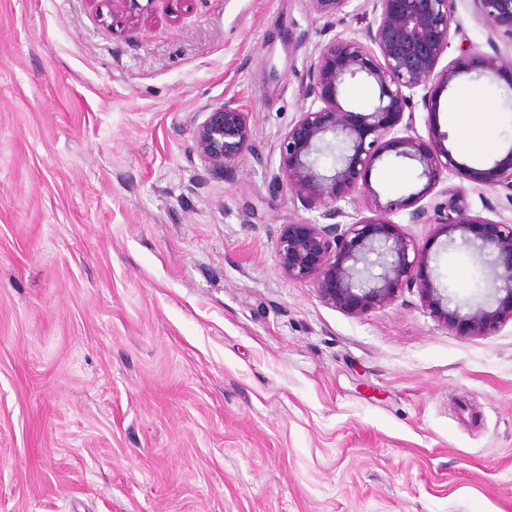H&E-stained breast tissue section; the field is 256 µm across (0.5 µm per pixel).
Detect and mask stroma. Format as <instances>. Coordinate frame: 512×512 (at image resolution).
Here are the masks:
<instances>
[{
  "instance_id": "stroma-1",
  "label": "stroma",
  "mask_w": 512,
  "mask_h": 512,
  "mask_svg": "<svg viewBox=\"0 0 512 512\" xmlns=\"http://www.w3.org/2000/svg\"><path fill=\"white\" fill-rule=\"evenodd\" d=\"M453 45L512 60L472 0ZM363 0H156L131 22L109 0H0V512H512V322L438 323L417 292L354 317L285 277L284 225L321 223L274 184L278 142L320 44L361 35ZM413 102L485 169L505 120L466 153L448 105ZM236 100L251 148L212 174L193 130ZM388 152L381 200L422 182ZM462 186L470 215L512 205ZM440 287L483 300L486 266L433 224Z\"/></svg>"
}]
</instances>
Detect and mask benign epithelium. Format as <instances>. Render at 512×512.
<instances>
[{"mask_svg":"<svg viewBox=\"0 0 512 512\" xmlns=\"http://www.w3.org/2000/svg\"><path fill=\"white\" fill-rule=\"evenodd\" d=\"M112 11L137 22L148 12L140 0H109ZM324 15L343 11L352 0H310ZM372 21L362 36L334 38L320 48L310 65L304 96L308 108L288 124L279 142V165L272 172L307 209L322 210L326 224H286L277 246L278 265L291 280L310 282L327 305L351 316L389 305L404 289L417 290L428 313L445 327H465L472 336L486 335L512 322V224L491 223L468 214L465 193L450 186L444 200L428 210L418 202L450 177L505 191L512 204V148L487 169L458 160L445 145L448 133L428 123V137L413 133L407 92L422 91L430 112L438 97L458 77L476 72L494 79L512 73L498 53L461 46L444 67L458 25L454 0H366ZM476 14L491 33L512 41V0H472ZM362 75L378 88L376 101L363 111H348L339 101L346 78ZM248 113L226 100L206 113L194 129V150L207 169L224 174L228 165L251 149ZM387 151L414 161L423 180L420 190L402 199L381 202L368 185L374 163ZM362 189L370 197L371 217L340 222L348 216L339 202ZM409 210V223L436 224L455 242L480 241L497 303L464 307L451 304L448 289L438 287L429 272L427 248L405 235L391 216Z\"/></svg>","mask_w":512,"mask_h":512,"instance_id":"7a95c632","label":"benign epithelium"}]
</instances>
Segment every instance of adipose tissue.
<instances>
[{"label": "adipose tissue", "instance_id": "1", "mask_svg": "<svg viewBox=\"0 0 512 512\" xmlns=\"http://www.w3.org/2000/svg\"><path fill=\"white\" fill-rule=\"evenodd\" d=\"M458 97L462 105L453 111L452 117L459 127L461 141L469 152L480 153L488 132L498 122L497 106L482 86H463Z\"/></svg>", "mask_w": 512, "mask_h": 512}]
</instances>
